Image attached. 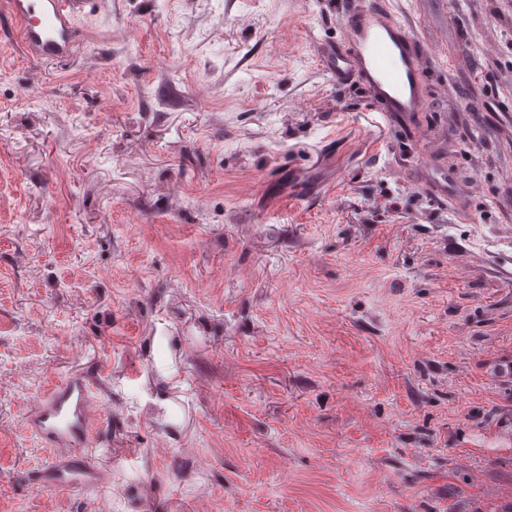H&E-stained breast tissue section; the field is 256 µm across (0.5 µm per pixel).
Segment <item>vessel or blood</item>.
Returning a JSON list of instances; mask_svg holds the SVG:
<instances>
[{
  "instance_id": "b4317fda",
  "label": "vessel or blood",
  "mask_w": 512,
  "mask_h": 512,
  "mask_svg": "<svg viewBox=\"0 0 512 512\" xmlns=\"http://www.w3.org/2000/svg\"><path fill=\"white\" fill-rule=\"evenodd\" d=\"M86 0H6L21 43L43 59L73 55L79 44L76 18ZM343 33L324 57L337 83L354 80L371 86L385 112L408 118L423 111L426 98L420 53L410 30L381 5H367L342 25ZM90 383L74 374L52 386L37 402L27 424L48 454L32 479L53 490L97 485L98 468L86 454L92 436Z\"/></svg>"
}]
</instances>
